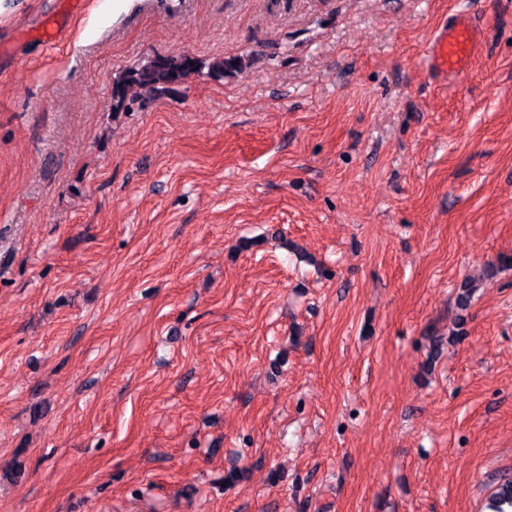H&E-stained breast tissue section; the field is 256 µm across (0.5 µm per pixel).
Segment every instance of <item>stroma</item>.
Wrapping results in <instances>:
<instances>
[{"label":"stroma","instance_id":"1","mask_svg":"<svg viewBox=\"0 0 512 512\" xmlns=\"http://www.w3.org/2000/svg\"><path fill=\"white\" fill-rule=\"evenodd\" d=\"M456 11L486 44L436 87ZM2 50L0 512H490L512 0H0ZM252 54L227 52L224 56L202 60L192 54L156 55L125 69L112 81V114L119 116L142 96L162 94L181 86L191 76L207 69L214 80H229L253 64Z\"/></svg>","mask_w":512,"mask_h":512}]
</instances>
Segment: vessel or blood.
I'll return each mask as SVG.
<instances>
[{
    "label": "vessel or blood",
    "instance_id": "vessel-or-blood-1",
    "mask_svg": "<svg viewBox=\"0 0 512 512\" xmlns=\"http://www.w3.org/2000/svg\"><path fill=\"white\" fill-rule=\"evenodd\" d=\"M483 37L482 27L468 15L451 16L429 37L425 55L429 80L443 86L460 84L466 64L479 50Z\"/></svg>",
    "mask_w": 512,
    "mask_h": 512
}]
</instances>
